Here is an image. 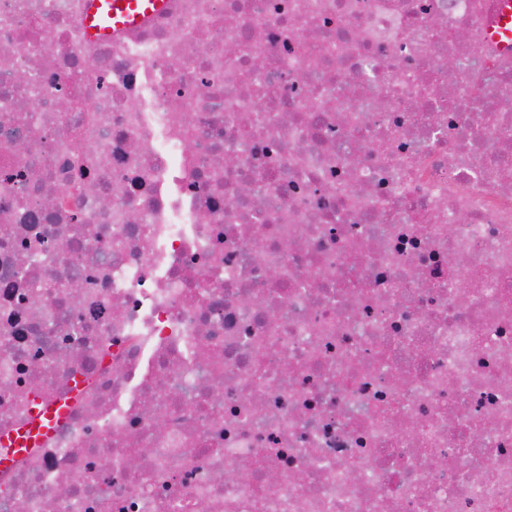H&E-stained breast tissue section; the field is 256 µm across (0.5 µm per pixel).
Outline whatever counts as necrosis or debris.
<instances>
[{
	"instance_id": "1",
	"label": "necrosis or debris",
	"mask_w": 512,
	"mask_h": 512,
	"mask_svg": "<svg viewBox=\"0 0 512 512\" xmlns=\"http://www.w3.org/2000/svg\"><path fill=\"white\" fill-rule=\"evenodd\" d=\"M88 2L0 0V512H512L500 0ZM112 6V24L116 30L139 25L152 15L161 13L164 0H105ZM57 421L54 410L46 409L37 412L34 425L29 432L14 439L13 446L16 449L26 447L33 439L40 437L42 434H47Z\"/></svg>"
}]
</instances>
